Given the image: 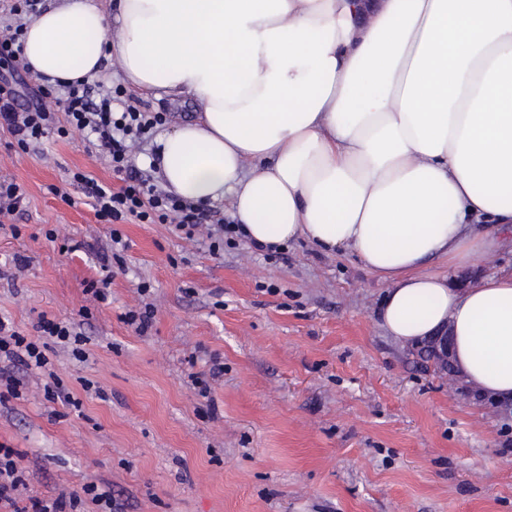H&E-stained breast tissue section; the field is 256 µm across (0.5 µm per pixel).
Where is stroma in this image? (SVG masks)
<instances>
[{
	"mask_svg": "<svg viewBox=\"0 0 512 512\" xmlns=\"http://www.w3.org/2000/svg\"><path fill=\"white\" fill-rule=\"evenodd\" d=\"M98 81L163 113L156 133L197 114L112 69ZM11 140L0 127V176L24 187L26 210L0 225V318L31 336L40 315L80 319L90 338L87 360L53 348L51 372L28 371L22 398L0 404L27 495L104 482L123 512H512V414L388 336L386 285L354 256L302 240L268 253L236 233L213 252L173 224H123V260L103 265L115 229L80 191L70 204L47 191L75 168L114 183L100 150L79 134L26 151ZM51 229L83 250L62 251ZM105 277L108 304L86 292ZM147 304L140 334L122 316ZM214 358L224 373L203 398L191 377ZM52 372L80 409L45 398Z\"/></svg>",
	"mask_w": 512,
	"mask_h": 512,
	"instance_id": "obj_1",
	"label": "stroma"
}]
</instances>
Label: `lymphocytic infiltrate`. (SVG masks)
<instances>
[{
    "instance_id": "f902f5d3",
    "label": "lymphocytic infiltrate",
    "mask_w": 512,
    "mask_h": 512,
    "mask_svg": "<svg viewBox=\"0 0 512 512\" xmlns=\"http://www.w3.org/2000/svg\"><path fill=\"white\" fill-rule=\"evenodd\" d=\"M22 30L6 29L0 32V64L9 68L8 77L0 79V126L25 149L50 134L68 137L77 132L94 138L100 151L110 159L113 174L122 185L112 189L87 173L70 172L67 188L49 186L50 194L69 199L70 189L80 190L93 209L96 219L103 224H123L132 220L141 224H174L187 236L206 233L216 244L224 242V220L214 210L201 209L187 203L144 178L132 162L139 143L163 120L162 113L147 114L136 106L126 105L114 110L111 92L101 91L89 83L75 82L63 85L60 95L41 93L34 104H23L20 87L24 79L20 73ZM36 336L17 330L11 322L0 318V358L8 368L0 369V402L20 398L17 368L44 369L49 359L44 352V340L70 348L76 359H84L87 336L78 323L71 320L40 317ZM27 488L25 472L19 453L9 446L0 447V512H81L85 503H92L98 512H120L121 505L112 496L107 485L85 483L81 489L56 498H30L28 505H20L19 498Z\"/></svg>"
}]
</instances>
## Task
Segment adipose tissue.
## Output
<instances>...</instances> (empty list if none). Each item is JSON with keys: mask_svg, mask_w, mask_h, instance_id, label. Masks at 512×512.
I'll return each instance as SVG.
<instances>
[{"mask_svg": "<svg viewBox=\"0 0 512 512\" xmlns=\"http://www.w3.org/2000/svg\"><path fill=\"white\" fill-rule=\"evenodd\" d=\"M24 31L45 84L113 62L189 95L168 192L227 202L256 244L355 256L389 336L449 332L466 382L512 401V271L457 283L512 237V0H54Z\"/></svg>", "mask_w": 512, "mask_h": 512, "instance_id": "obj_1", "label": "adipose tissue"}]
</instances>
